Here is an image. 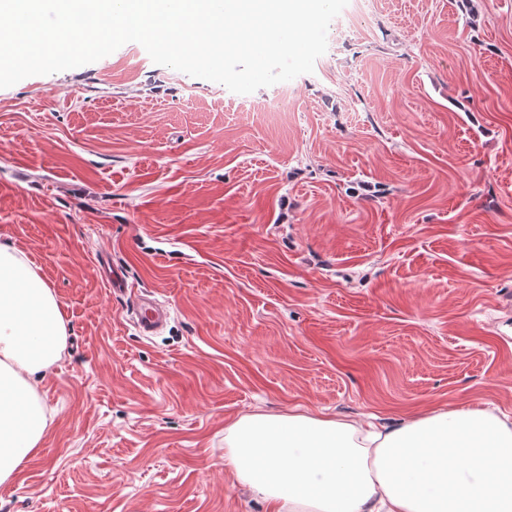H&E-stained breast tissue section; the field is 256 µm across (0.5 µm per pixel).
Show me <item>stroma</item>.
Masks as SVG:
<instances>
[{
  "mask_svg": "<svg viewBox=\"0 0 512 512\" xmlns=\"http://www.w3.org/2000/svg\"><path fill=\"white\" fill-rule=\"evenodd\" d=\"M331 26L313 73L246 95L136 42L0 88V243L68 327L0 512H268L224 467L244 414L512 416V0ZM140 292L171 310L152 336Z\"/></svg>",
  "mask_w": 512,
  "mask_h": 512,
  "instance_id": "1",
  "label": "stroma"
}]
</instances>
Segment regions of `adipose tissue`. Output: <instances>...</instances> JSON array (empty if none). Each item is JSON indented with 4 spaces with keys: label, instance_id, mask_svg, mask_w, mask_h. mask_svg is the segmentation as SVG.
Returning a JSON list of instances; mask_svg holds the SVG:
<instances>
[{
    "label": "adipose tissue",
    "instance_id": "ef3b65f1",
    "mask_svg": "<svg viewBox=\"0 0 512 512\" xmlns=\"http://www.w3.org/2000/svg\"><path fill=\"white\" fill-rule=\"evenodd\" d=\"M61 304L0 244V485L40 448L37 396L63 356ZM224 465L271 512H512V423L489 408L435 410L375 427L326 413H251L224 431Z\"/></svg>",
    "mask_w": 512,
    "mask_h": 512
}]
</instances>
